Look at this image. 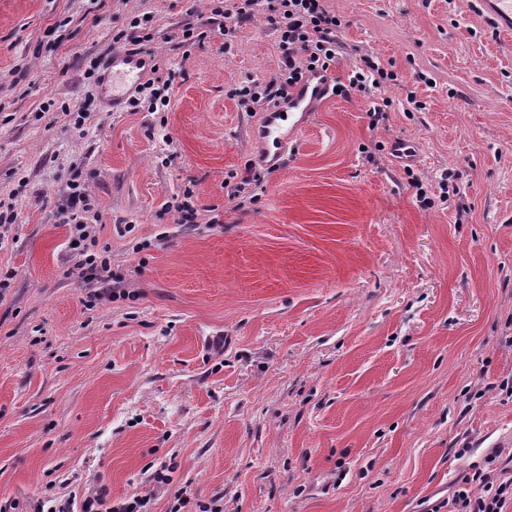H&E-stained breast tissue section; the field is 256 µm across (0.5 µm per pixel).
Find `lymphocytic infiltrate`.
<instances>
[{"instance_id": "1", "label": "lymphocytic infiltrate", "mask_w": 512, "mask_h": 512, "mask_svg": "<svg viewBox=\"0 0 512 512\" xmlns=\"http://www.w3.org/2000/svg\"><path fill=\"white\" fill-rule=\"evenodd\" d=\"M227 19L264 15L279 34L284 54L278 74L263 83L239 88L251 111L264 112L287 101L292 88L309 73L329 70L336 57V17L326 0H224L219 9ZM60 223L70 225L69 246L87 282L112 279V260L98 244L99 214L85 181L72 178L57 210ZM456 512H512V475L472 466L459 480L450 501Z\"/></svg>"}]
</instances>
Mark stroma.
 Masks as SVG:
<instances>
[{
    "label": "stroma",
    "instance_id": "obj_1",
    "mask_svg": "<svg viewBox=\"0 0 512 512\" xmlns=\"http://www.w3.org/2000/svg\"><path fill=\"white\" fill-rule=\"evenodd\" d=\"M336 82L394 75L371 119L333 95L260 163L234 89L283 54L264 19L182 46L210 0H0V512L87 488L149 512H424L512 470V34L471 0H330ZM142 44L166 112L87 73ZM82 110L84 122L72 113ZM412 141L415 163L392 155ZM86 179L123 297L86 305L55 211ZM259 177L229 200L227 179ZM194 190L193 224L172 204ZM169 484L153 479L161 465ZM364 62L366 63V69L357 67L355 71H352L353 76L349 78V86L351 88H359L361 91H365L367 86L369 88L371 86L374 89H378L385 80L393 81L391 72L384 71L378 66L375 67L368 61Z\"/></svg>",
    "mask_w": 512,
    "mask_h": 512
}]
</instances>
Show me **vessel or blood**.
I'll list each match as a JSON object with an SVG mask.
<instances>
[{"label": "vessel or blood", "mask_w": 512, "mask_h": 512, "mask_svg": "<svg viewBox=\"0 0 512 512\" xmlns=\"http://www.w3.org/2000/svg\"><path fill=\"white\" fill-rule=\"evenodd\" d=\"M477 13L497 30L512 33V0H473ZM152 65L148 54L126 49L104 56L101 63L103 78H119L137 83ZM332 85L330 75L315 73L295 86L286 102L264 113L260 128L267 163L276 164L288 146V123L294 113L308 112L327 98Z\"/></svg>", "instance_id": "vessel-or-blood-1"}]
</instances>
